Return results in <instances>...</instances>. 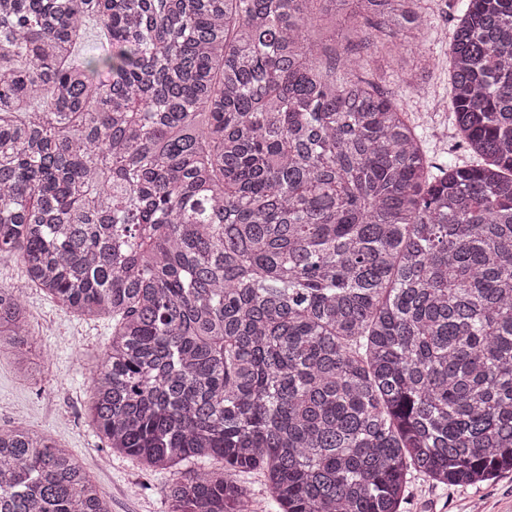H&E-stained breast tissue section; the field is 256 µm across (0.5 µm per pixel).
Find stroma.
<instances>
[{
  "mask_svg": "<svg viewBox=\"0 0 512 512\" xmlns=\"http://www.w3.org/2000/svg\"><path fill=\"white\" fill-rule=\"evenodd\" d=\"M435 29L423 43L437 64L414 71L412 79L397 75V64L381 53L375 67L385 89L400 99L425 145L437 159L454 152L457 141L449 120L448 43L457 13L454 0H429ZM26 302L37 345L29 354L33 378L23 379L14 355L0 351V424L17 422L50 435L68 448L100 485L112 512H170L166 495L169 475L145 470L137 462L109 453L84 419L94 358L112 333L108 318L83 319L28 289ZM403 512H512V473L476 486H436L415 474Z\"/></svg>",
  "mask_w": 512,
  "mask_h": 512,
  "instance_id": "obj_1",
  "label": "stroma"
}]
</instances>
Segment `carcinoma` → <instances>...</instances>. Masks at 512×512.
Returning <instances> with one entry per match:
<instances>
[{"instance_id":"cac0c4a2","label":"carcinoma","mask_w":512,"mask_h":512,"mask_svg":"<svg viewBox=\"0 0 512 512\" xmlns=\"http://www.w3.org/2000/svg\"><path fill=\"white\" fill-rule=\"evenodd\" d=\"M437 163L360 76L430 64L428 0H0V347L24 289L112 317L107 447L172 512H400L409 475L512 471V0H455ZM354 40L313 38L326 17ZM100 47L81 52L89 26ZM0 512H111L67 448L0 425ZM24 280V269L15 256H0V285L9 286ZM240 480L246 484L253 493L254 512H273V509L271 508L270 496L262 472L253 470L242 473Z\"/></svg>"}]
</instances>
